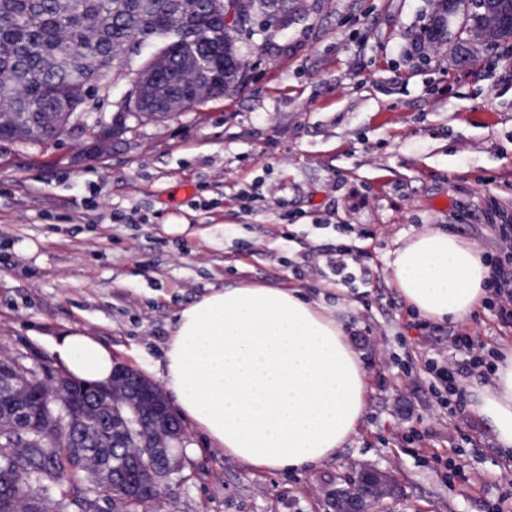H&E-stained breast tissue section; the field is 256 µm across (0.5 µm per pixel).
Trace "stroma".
<instances>
[{"instance_id": "1", "label": "stroma", "mask_w": 512, "mask_h": 512, "mask_svg": "<svg viewBox=\"0 0 512 512\" xmlns=\"http://www.w3.org/2000/svg\"><path fill=\"white\" fill-rule=\"evenodd\" d=\"M306 2L287 23L239 35L236 92L106 143L79 132L0 142V359L60 370L51 342L77 325L156 382L181 307L213 288H298L338 305L362 357L369 393L356 432L310 470L258 472L183 421L181 466L148 512H334L337 483L364 466L398 487L376 512H512V454L472 411L454 410L427 369L432 358L463 362L455 334L503 353L512 332L489 303L463 322L420 318L388 266L431 227L492 251L488 203L512 215V53L461 67L453 50L419 44L430 0ZM152 52L133 55L85 111L111 120ZM380 54L390 67L375 75ZM202 200L214 208L198 209ZM134 212L148 223H128ZM23 241L36 252H21ZM326 246L347 247L349 268L371 266L373 286L338 291Z\"/></svg>"}]
</instances>
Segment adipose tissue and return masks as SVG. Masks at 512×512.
<instances>
[{
	"mask_svg": "<svg viewBox=\"0 0 512 512\" xmlns=\"http://www.w3.org/2000/svg\"><path fill=\"white\" fill-rule=\"evenodd\" d=\"M392 281L432 321H463L486 298L491 268L481 250L430 229L394 252ZM54 353L67 372L104 383L116 361L86 329L62 332ZM162 384L182 417L228 457L256 471L304 470L336 456L366 410L361 358L333 310L299 289L241 284L186 305L164 352ZM472 412L512 452V353Z\"/></svg>",
	"mask_w": 512,
	"mask_h": 512,
	"instance_id": "obj_1",
	"label": "adipose tissue"
}]
</instances>
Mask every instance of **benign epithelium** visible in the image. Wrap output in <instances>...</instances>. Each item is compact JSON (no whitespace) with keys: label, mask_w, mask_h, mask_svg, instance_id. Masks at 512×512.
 Instances as JSON below:
<instances>
[{"label":"benign epithelium","mask_w":512,"mask_h":512,"mask_svg":"<svg viewBox=\"0 0 512 512\" xmlns=\"http://www.w3.org/2000/svg\"><path fill=\"white\" fill-rule=\"evenodd\" d=\"M195 84L185 95L160 97L158 81L166 71L167 58L156 53L148 68L140 71L124 98L136 105L138 112H180L192 101H198L208 90L210 78L208 66L195 59L187 61ZM129 367L117 364L112 381L104 385H90L91 393L84 409L94 410L97 416L87 418L84 424L90 428L108 427L124 438L131 448H139L146 454H130V465L141 469L142 481L136 489L144 494L161 492L164 478L178 470L181 464L184 434L176 428V416L164 393L155 382L144 378L136 396L127 387ZM44 384L46 403L39 418L32 422L30 433L40 440H51L72 431L71 411L75 400L69 395L76 380L63 372L39 374L29 368L13 370L0 367V394L14 399L17 409L7 414L0 411V432H14L15 414L20 412L25 400L37 393L35 382ZM396 481L392 474L376 468H363L356 472L348 485L336 488L334 501L343 505L342 512H369L372 502L394 493Z\"/></svg>","instance_id":"obj_1"}]
</instances>
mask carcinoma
Instances as JSON below:
<instances>
[{
	"mask_svg": "<svg viewBox=\"0 0 512 512\" xmlns=\"http://www.w3.org/2000/svg\"><path fill=\"white\" fill-rule=\"evenodd\" d=\"M434 12L420 38L437 50L453 46L457 60L475 52L470 31L481 29V48L512 51V0H433ZM294 0H227L228 23L219 0H0V140L23 144L53 141L70 133L90 93L108 82L130 52L156 45L172 57L174 74L164 88L187 82L184 56L208 60L218 98L243 85L246 62L236 35L263 10L267 24L284 20ZM155 119L129 104L112 116L114 131L128 119ZM21 436H0V512H144L147 498L130 497L136 476L117 469L116 479L95 487L75 476L122 460V438L101 439L75 422L71 435L50 444L20 445Z\"/></svg>",
	"mask_w": 512,
	"mask_h": 512,
	"instance_id": "carcinoma-1",
	"label": "carcinoma"
}]
</instances>
